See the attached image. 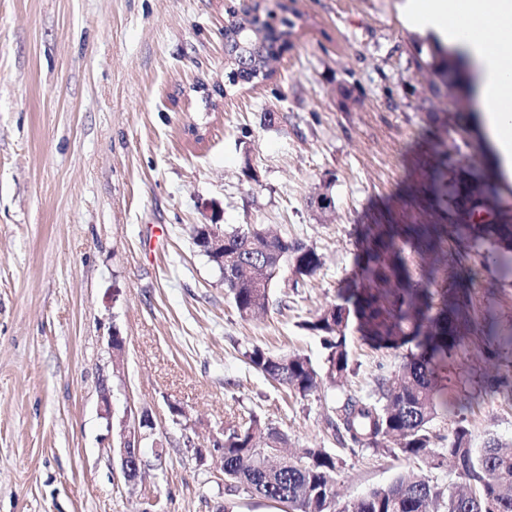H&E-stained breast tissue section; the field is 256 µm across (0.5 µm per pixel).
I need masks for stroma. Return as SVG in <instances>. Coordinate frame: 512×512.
Here are the masks:
<instances>
[{
    "mask_svg": "<svg viewBox=\"0 0 512 512\" xmlns=\"http://www.w3.org/2000/svg\"><path fill=\"white\" fill-rule=\"evenodd\" d=\"M260 1L301 17L272 77L228 90V13L253 0H0V512H281L225 495L208 446L252 413L290 448L335 456L336 512L413 469L329 425L406 347L350 326L351 371L306 397L245 354L322 364L304 324L355 275L362 225L441 221V157L421 131L456 104L417 69L428 33L404 0ZM327 181L335 205L323 212L310 201ZM199 224H262L323 265L301 280L283 269L267 315L246 321L194 243ZM105 386L115 419L148 411L164 446L134 483L109 451ZM464 418L476 443L512 442V403L489 398Z\"/></svg>",
    "mask_w": 512,
    "mask_h": 512,
    "instance_id": "35a3bbf8",
    "label": "stroma"
}]
</instances>
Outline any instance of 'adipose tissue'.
<instances>
[{"label":"adipose tissue","instance_id":"obj_1","mask_svg":"<svg viewBox=\"0 0 512 512\" xmlns=\"http://www.w3.org/2000/svg\"><path fill=\"white\" fill-rule=\"evenodd\" d=\"M412 25L444 31L449 46L465 53L478 72L479 103L502 163L512 164V0H407Z\"/></svg>","mask_w":512,"mask_h":512}]
</instances>
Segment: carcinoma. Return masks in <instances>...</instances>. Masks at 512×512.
<instances>
[{
    "label": "carcinoma",
    "instance_id": "cac0c4a2",
    "mask_svg": "<svg viewBox=\"0 0 512 512\" xmlns=\"http://www.w3.org/2000/svg\"><path fill=\"white\" fill-rule=\"evenodd\" d=\"M296 23L280 18L260 4L232 14L224 28L227 86L268 79L275 62L288 44ZM428 53L417 50L418 69L430 74V93L454 96V122L438 112L427 113L429 129L451 138L442 140L447 160L439 173L444 224H387L366 233L362 243L361 273L351 294L305 323L322 341L326 356L321 367L300 353L274 355L259 347L247 354L249 364L268 379L302 397L323 382L335 384L350 372L347 330L356 319L375 341H417L420 352L409 353L393 373L377 380L365 397H349L330 421L338 437L365 448H385L388 438H398L397 450L406 458H422L433 468L452 463L467 491L453 499L422 472L400 476L384 488L370 491L343 512H485L496 503L497 512H512V445L495 439L474 446L471 430L458 422L448 447H433L429 424L448 401V390H457L458 410L470 408L486 393H498L512 401V331L500 327L494 301L478 300L481 282V250L489 245L496 256V277L512 279V220L503 221V193L512 187L498 176L490 183L487 171L500 160L485 145L489 166L469 163L460 154L484 140L480 126L466 119L468 94L458 66L448 49L430 37ZM260 224H246L224 232V288L240 318L265 315L271 290L282 268L290 265L298 277H312L322 266L317 251L299 241L275 235L262 236ZM428 257V267L412 278L403 257L404 246ZM481 345L487 358L497 359L505 372L478 376L464 367L459 351L468 341ZM287 446L286 435L252 414L242 424L224 432V491L231 495L244 488L252 495L277 503L284 512H332L338 466L336 457L323 448H306L299 456L281 455L274 472L264 458Z\"/></svg>",
    "mask_w": 512,
    "mask_h": 512
}]
</instances>
